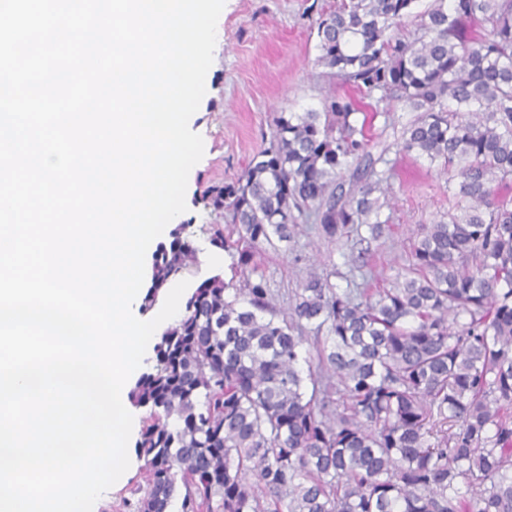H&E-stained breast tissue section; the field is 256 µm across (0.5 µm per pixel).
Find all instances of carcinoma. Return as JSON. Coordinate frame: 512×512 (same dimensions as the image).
I'll use <instances>...</instances> for the list:
<instances>
[{"label":"carcinoma","mask_w":512,"mask_h":512,"mask_svg":"<svg viewBox=\"0 0 512 512\" xmlns=\"http://www.w3.org/2000/svg\"><path fill=\"white\" fill-rule=\"evenodd\" d=\"M416 2L341 0L315 21L316 63L374 115L394 101L419 112L396 153L450 175L448 213L421 225L390 285L312 275L280 311L255 257L299 222L380 237L395 163L372 159L350 97L279 113L268 145L210 194L229 217L210 243L242 284L216 274L193 289L129 391L148 408L132 512L175 499L179 512H512V0ZM408 17L406 39L392 28ZM171 236L144 311L195 258Z\"/></svg>","instance_id":"1"}]
</instances>
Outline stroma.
<instances>
[{
	"instance_id": "obj_1",
	"label": "stroma",
	"mask_w": 512,
	"mask_h": 512,
	"mask_svg": "<svg viewBox=\"0 0 512 512\" xmlns=\"http://www.w3.org/2000/svg\"><path fill=\"white\" fill-rule=\"evenodd\" d=\"M336 4L337 0H225L219 17L223 35L206 76L208 92L190 123L206 144L203 158L189 173L186 190L184 217L190 226L183 237L195 248L196 259L181 277L190 286L215 274L231 275L230 256L209 242L210 226L223 223L224 213L214 209L208 192L242 174L263 147L273 116L320 111L333 91L357 96L353 85L327 77L315 63L314 22ZM415 117L409 107L397 104L377 114L369 130L375 150H387L388 160L396 164L393 189L382 210L390 222L381 238L363 240L353 232L331 242L315 225L302 224L289 243L263 252L258 264L278 307L288 308L312 273L328 277L340 289L364 271L393 279L406 265L412 231L447 212L445 175L426 160L388 150ZM143 465V460L132 459L125 481L96 501L95 512H127L125 500L134 498L144 482Z\"/></svg>"
}]
</instances>
